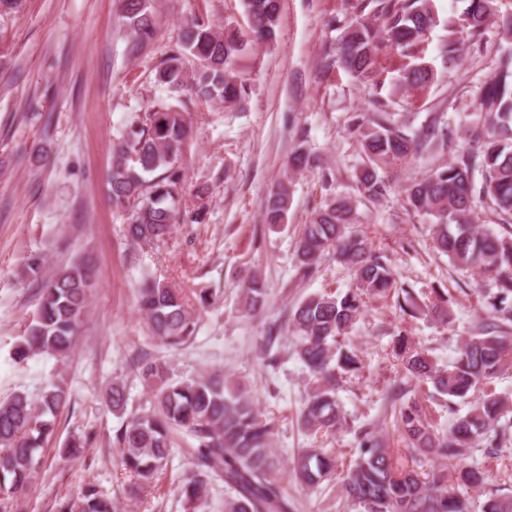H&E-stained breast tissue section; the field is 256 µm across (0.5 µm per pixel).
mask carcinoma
Returning <instances> with one entry per match:
<instances>
[{
  "label": "carcinoma",
  "instance_id": "obj_1",
  "mask_svg": "<svg viewBox=\"0 0 512 512\" xmlns=\"http://www.w3.org/2000/svg\"><path fill=\"white\" fill-rule=\"evenodd\" d=\"M375 24L356 15L343 22L340 62L350 74L374 80L389 68L402 70L403 83L416 91L431 86L435 75L424 64L403 63L413 58L436 26L432 0H372ZM461 24L448 30L442 54L459 51L461 36L476 42L485 36L494 14V0H459ZM128 19L131 50L152 41L156 23L149 0H122ZM255 39L276 36L280 0H243ZM243 42L237 32H219L202 18L189 19L177 42L157 70V81L173 93H188L201 102L237 105L245 78L235 68ZM481 115L464 130L466 144L458 146L448 120L432 117L413 129L378 107L352 117L358 132L362 164L354 181L360 198L371 203L384 195L380 175L386 165L409 166L423 156L448 151L452 160L435 163L406 187L407 205L415 214L432 218L433 248L458 269L475 271L493 288L481 295L491 315L473 327L456 356L439 366L429 350L413 344L405 333L395 336L393 351L407 378L432 384L454 418L439 431L427 409L406 390L396 387L397 431L411 456L403 464L393 457L376 427L355 433L356 457L337 471L336 456L325 448H305L291 460L294 478L314 488L340 478V487L361 512H470L465 494L448 487V466L465 489L485 491L482 512H512V495L486 489V462L476 459L478 448L491 457L512 447V400L491 385L512 367V52L499 59L497 71L481 87ZM192 133V124L179 107L161 103L128 124L113 143L110 174L113 206L123 212L124 236L135 245H155L171 236L177 224H199L207 213L208 189L201 187L192 207L179 209L184 174L179 166ZM293 171L320 167V159L299 142L289 158ZM291 181L273 186L263 210L264 223H288ZM485 202L502 232L471 222L473 206ZM353 202L325 201L302 225L295 242L297 273L312 277L319 261L331 250L352 272L355 287L343 294L324 291L299 301L288 315L287 330L297 337L295 355L312 384L298 422L306 430L334 436L347 424L337 397L344 376L361 370V359L336 348L347 337L366 300L395 296L402 315H421L445 327L452 299L438 291L424 305L415 303L413 289L397 285L394 274L373 241L354 229ZM95 273L87 263L72 266L41 281L38 309L25 336L14 345L12 359L21 364L38 354L66 358L74 349ZM246 312L265 307L266 288L253 276L242 288ZM197 309L183 301L167 283L147 279L138 290V308L153 336L177 349L194 340L199 311L213 304L212 296H196ZM142 383L153 393L151 408L123 419L114 433L121 448V465L138 485H149L180 453L189 460L179 475L186 512L198 503L213 480L224 482L228 495L224 512H294L284 493L279 461L272 451L276 425L254 405L247 392L227 385L224 375L174 381L166 364L139 356L134 360ZM473 398V408L456 415L455 400ZM69 403L63 381L51 380L41 394L24 391L0 401V512H14L18 497L32 484L41 464L39 452L55 430L58 413ZM106 403L120 414L126 409V387L113 382ZM120 503L93 486L80 496L59 503L58 512H119Z\"/></svg>",
  "mask_w": 512,
  "mask_h": 512
}]
</instances>
